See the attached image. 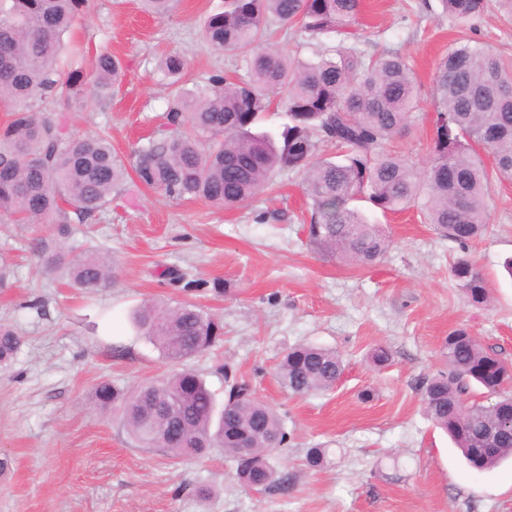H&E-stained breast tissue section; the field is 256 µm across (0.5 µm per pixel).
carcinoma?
Wrapping results in <instances>:
<instances>
[{"label":"carcinoma","instance_id":"1","mask_svg":"<svg viewBox=\"0 0 512 512\" xmlns=\"http://www.w3.org/2000/svg\"><path fill=\"white\" fill-rule=\"evenodd\" d=\"M85 2L0 0V101L12 105L0 126V213L48 226L30 251L43 271H65L85 294L112 286V261L92 250L74 256L63 239L106 209L131 177L170 200L232 208L262 191L275 173L296 172L309 200V241L364 266L379 262L390 240L359 202L383 212L416 207L424 223L466 249L486 230L491 183L512 179V62L470 36L448 50L434 78V144L419 165L387 147L419 103L408 56L398 49L371 53L356 40L351 27L361 0H224L206 19L203 38L217 50L238 52L244 75H215L203 87L187 88L181 83L186 60L164 58L159 70L171 88L166 122L122 158L105 136L66 133V110L90 92L110 98L125 77L110 53L98 55L90 85L79 66L65 79L58 73L63 36ZM439 2L460 27L472 26L491 4L512 20V0ZM274 22L293 30L312 56L263 45ZM43 98L59 101L64 111H35V100ZM274 103L289 119L278 136L256 130ZM324 144L339 153H321ZM479 145L491 162L479 157ZM452 275L469 303L490 301L486 280L468 257L455 261ZM133 324L170 371L132 391L101 382L97 404L120 414L141 448L175 459L222 448L243 486L257 492L285 486L272 457L287 439L278 413L227 371V397L216 412L213 394L190 366L217 343L213 317L185 302H145ZM21 343L17 331L0 325L1 365ZM443 356L446 368L420 383L426 414L465 460L479 454L482 469H493L512 458V429L503 422L512 394L501 391L512 362L465 329L448 333ZM344 369L338 351L304 343L283 354L278 378L289 393L304 396L332 390ZM473 385L488 402L466 401Z\"/></svg>","mask_w":512,"mask_h":512}]
</instances>
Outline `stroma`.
Wrapping results in <instances>:
<instances>
[{
	"label": "stroma",
	"mask_w": 512,
	"mask_h": 512,
	"mask_svg": "<svg viewBox=\"0 0 512 512\" xmlns=\"http://www.w3.org/2000/svg\"><path fill=\"white\" fill-rule=\"evenodd\" d=\"M222 0H177L156 18L139 0H87L65 41L83 55L92 79L97 54L122 61L126 77L112 98L70 112L78 136H108L127 155L157 130L169 90L158 62L180 53L187 85L241 71L237 54L202 37ZM373 52L407 53L421 98L392 147L423 162L433 145L431 88L455 29L438 0H362L354 24ZM299 175L283 173L232 209L202 200L174 202L126 184L122 195L74 233L73 254L95 245L114 261L112 288L86 296L66 279L41 272L28 243L38 224L0 214V323L24 342L0 369V512H512V461L488 470L467 466L424 413L419 381L443 369L446 336L467 329L512 361V182L489 190L485 236L461 251L421 221L415 208L368 209L392 246L372 266L322 254L308 241L307 200ZM481 270L489 304H470L451 272L461 255ZM203 280L186 290L164 272ZM221 282L215 294L213 282ZM147 300L190 302L217 321L215 347L194 359L216 403L225 400L224 369L247 381L282 416L288 443L274 453L289 489L254 492L236 478L222 450L172 459L140 447L119 418L91 401L103 381L129 390L167 366L133 328L131 312ZM299 343L336 349L345 371L327 392L295 397L281 388L282 352ZM388 365L371 360L377 346ZM325 449L309 468L307 449ZM214 489L202 499L193 488Z\"/></svg>",
	"instance_id": "35a3bbf8"
}]
</instances>
